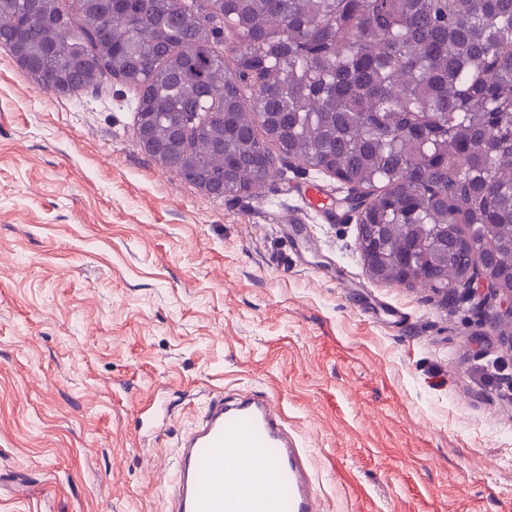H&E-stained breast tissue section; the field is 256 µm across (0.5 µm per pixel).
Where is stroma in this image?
<instances>
[{
    "label": "stroma",
    "mask_w": 512,
    "mask_h": 512,
    "mask_svg": "<svg viewBox=\"0 0 512 512\" xmlns=\"http://www.w3.org/2000/svg\"><path fill=\"white\" fill-rule=\"evenodd\" d=\"M132 95L39 90L0 50V512H166L155 474L219 391L277 403L325 512H512L486 315L371 279L332 176L280 157L218 197L162 167Z\"/></svg>",
    "instance_id": "stroma-1"
}]
</instances>
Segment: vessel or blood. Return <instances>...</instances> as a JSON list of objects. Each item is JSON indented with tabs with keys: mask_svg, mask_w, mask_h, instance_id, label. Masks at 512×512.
Instances as JSON below:
<instances>
[{
	"mask_svg": "<svg viewBox=\"0 0 512 512\" xmlns=\"http://www.w3.org/2000/svg\"><path fill=\"white\" fill-rule=\"evenodd\" d=\"M174 457L169 512H322L309 454L271 399L211 395Z\"/></svg>",
	"mask_w": 512,
	"mask_h": 512,
	"instance_id": "1",
	"label": "vessel or blood"
}]
</instances>
